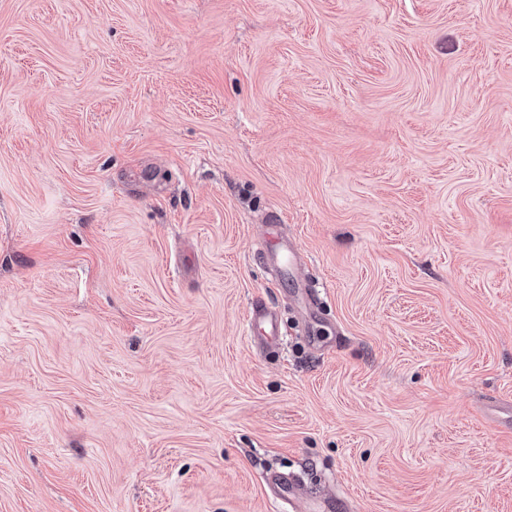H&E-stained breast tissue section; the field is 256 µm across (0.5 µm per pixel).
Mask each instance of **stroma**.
Wrapping results in <instances>:
<instances>
[{"instance_id":"35a3bbf8","label":"stroma","mask_w":512,"mask_h":512,"mask_svg":"<svg viewBox=\"0 0 512 512\" xmlns=\"http://www.w3.org/2000/svg\"><path fill=\"white\" fill-rule=\"evenodd\" d=\"M279 473L512 512V0H0V512ZM265 258L278 257L270 263L274 274L281 279L296 276L298 252L294 243L283 233L280 224H268ZM250 327L257 336L260 348H269L276 345L280 336V318L276 310L267 304L256 301L251 305L249 313Z\"/></svg>"}]
</instances>
